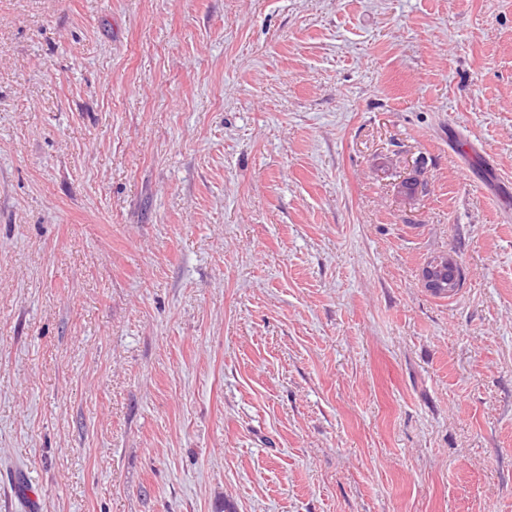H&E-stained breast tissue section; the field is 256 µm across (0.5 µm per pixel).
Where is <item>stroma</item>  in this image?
<instances>
[{"mask_svg": "<svg viewBox=\"0 0 512 512\" xmlns=\"http://www.w3.org/2000/svg\"><path fill=\"white\" fill-rule=\"evenodd\" d=\"M505 184L512 0H0V512H512ZM447 266L448 268L450 266L448 264V258L444 256L436 257L428 263L424 273V282L425 288H427L429 292L444 293L448 291V293H453L457 289L455 278L452 276L451 279H447L444 276Z\"/></svg>", "mask_w": 512, "mask_h": 512, "instance_id": "obj_1", "label": "stroma"}]
</instances>
